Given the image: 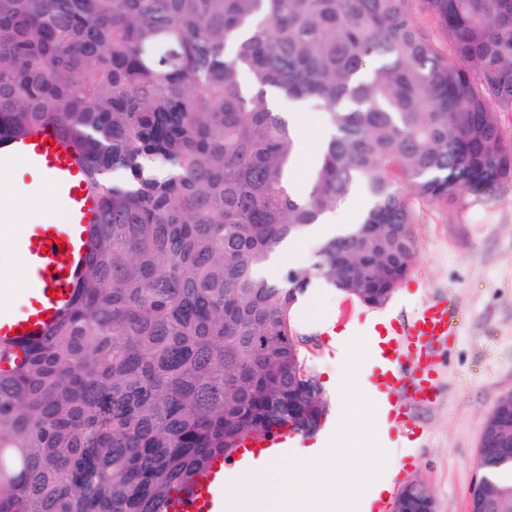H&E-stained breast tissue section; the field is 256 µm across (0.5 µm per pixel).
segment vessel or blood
Returning a JSON list of instances; mask_svg holds the SVG:
<instances>
[{"label":"vessel or blood","mask_w":512,"mask_h":512,"mask_svg":"<svg viewBox=\"0 0 512 512\" xmlns=\"http://www.w3.org/2000/svg\"><path fill=\"white\" fill-rule=\"evenodd\" d=\"M10 155L22 157L41 170L63 195L68 208L62 220L46 219L32 225L19 243L30 271L25 290L31 306L22 313L0 310V345L17 346L40 338L53 323L52 316L71 299L76 280L88 258L86 241L99 208V198L90 192L81 167L72 162L65 140L55 131L41 130L36 136L16 141ZM448 302L430 299L410 317L377 325L378 343L372 347L374 382L379 399L387 407V420L406 434H414L409 403H430L435 398L432 352L448 338ZM406 390L409 403L394 399ZM288 435L246 442L228 460H217L201 475L192 490L171 495L168 512H223L224 483L230 473L247 464L286 454Z\"/></svg>","instance_id":"vessel-or-blood-1"}]
</instances>
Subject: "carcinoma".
Masks as SVG:
<instances>
[{
    "mask_svg": "<svg viewBox=\"0 0 512 512\" xmlns=\"http://www.w3.org/2000/svg\"><path fill=\"white\" fill-rule=\"evenodd\" d=\"M0 0V145L44 126L99 194L90 260L23 358L0 351V512H162L247 439L315 431L292 376L311 273L373 307L416 205L512 182V0ZM327 112L307 189L266 94ZM361 195L310 269L259 271ZM512 512V423L477 451Z\"/></svg>",
    "mask_w": 512,
    "mask_h": 512,
    "instance_id": "obj_1",
    "label": "carcinoma"
}]
</instances>
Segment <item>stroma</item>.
Listing matches in <instances>:
<instances>
[{"label":"stroma","instance_id":"obj_1","mask_svg":"<svg viewBox=\"0 0 512 512\" xmlns=\"http://www.w3.org/2000/svg\"><path fill=\"white\" fill-rule=\"evenodd\" d=\"M416 210L413 270L382 310L402 319L425 300L443 297L452 330L435 353L438 397L414 413L417 446L390 455L387 468L396 487L422 482L438 512H467L485 420L512 393V185L489 197L467 195L452 206L423 203ZM301 298L294 321L307 340L303 357L324 383L339 362L319 332L321 322L362 326L370 309L316 281Z\"/></svg>","mask_w":512,"mask_h":512}]
</instances>
